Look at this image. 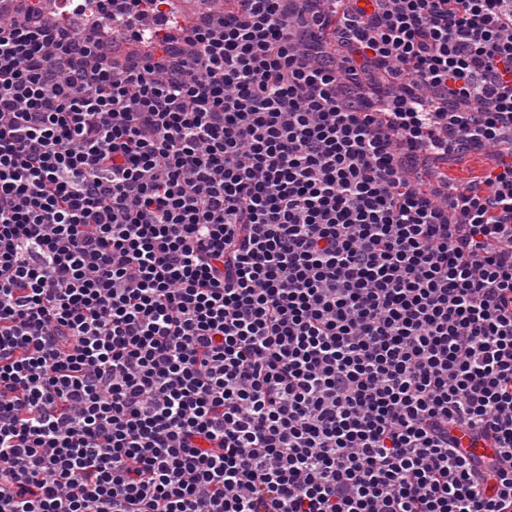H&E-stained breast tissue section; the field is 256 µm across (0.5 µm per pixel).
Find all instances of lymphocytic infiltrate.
Masks as SVG:
<instances>
[{
  "label": "lymphocytic infiltrate",
  "instance_id": "lymphocytic-infiltrate-1",
  "mask_svg": "<svg viewBox=\"0 0 512 512\" xmlns=\"http://www.w3.org/2000/svg\"><path fill=\"white\" fill-rule=\"evenodd\" d=\"M509 130L512 0L0 20V512H512ZM441 166L448 170L452 175H459L463 178L471 179L474 175H478L486 166V157L479 151H462L451 154L445 158Z\"/></svg>",
  "mask_w": 512,
  "mask_h": 512
}]
</instances>
